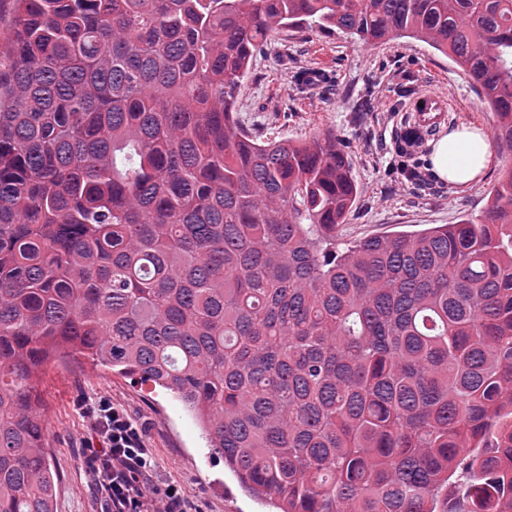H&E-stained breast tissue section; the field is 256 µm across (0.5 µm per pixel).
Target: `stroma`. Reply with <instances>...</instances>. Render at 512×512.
<instances>
[{"label": "stroma", "instance_id": "1", "mask_svg": "<svg viewBox=\"0 0 512 512\" xmlns=\"http://www.w3.org/2000/svg\"><path fill=\"white\" fill-rule=\"evenodd\" d=\"M320 66L331 73V81L316 88L296 84L295 73ZM426 89L445 92L456 102L449 127L472 124L493 131L492 112L447 55L413 37L364 47L326 30L275 34L253 61L237 112L244 126L259 133L296 141L336 135L358 186L342 239L413 232L478 215L499 170L512 163V151L498 146L478 183L457 187L430 177L423 154L396 144L407 111ZM36 388L45 408V443L60 475L55 512H102L105 497L86 458L96 447L87 411L103 399L143 424L154 483L179 486L190 512H273L211 456L198 423L164 390L79 354L48 362Z\"/></svg>", "mask_w": 512, "mask_h": 512}]
</instances>
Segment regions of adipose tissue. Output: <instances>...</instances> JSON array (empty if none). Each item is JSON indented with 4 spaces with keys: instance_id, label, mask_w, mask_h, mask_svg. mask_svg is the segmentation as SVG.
<instances>
[{
    "instance_id": "obj_1",
    "label": "adipose tissue",
    "mask_w": 512,
    "mask_h": 512,
    "mask_svg": "<svg viewBox=\"0 0 512 512\" xmlns=\"http://www.w3.org/2000/svg\"><path fill=\"white\" fill-rule=\"evenodd\" d=\"M493 156L484 128L464 125L443 133L427 154L426 172L435 180L464 186L482 179Z\"/></svg>"
}]
</instances>
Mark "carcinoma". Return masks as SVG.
Instances as JSON below:
<instances>
[{
	"instance_id": "carcinoma-1",
	"label": "carcinoma",
	"mask_w": 512,
	"mask_h": 512,
	"mask_svg": "<svg viewBox=\"0 0 512 512\" xmlns=\"http://www.w3.org/2000/svg\"><path fill=\"white\" fill-rule=\"evenodd\" d=\"M412 36L512 149V0H13L0 76V512H53L36 380L159 386L279 512H512V166L481 213L355 239L336 136L240 126L279 30Z\"/></svg>"
}]
</instances>
